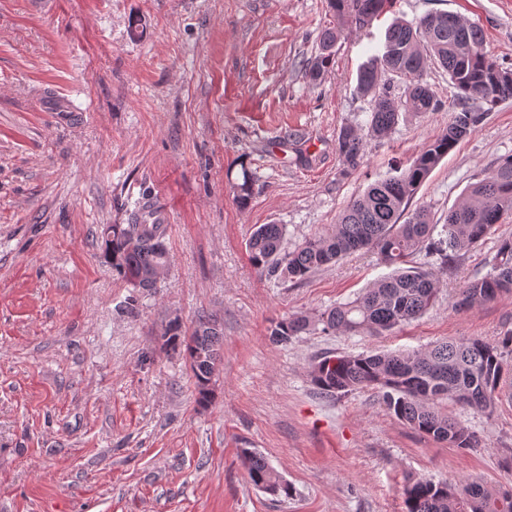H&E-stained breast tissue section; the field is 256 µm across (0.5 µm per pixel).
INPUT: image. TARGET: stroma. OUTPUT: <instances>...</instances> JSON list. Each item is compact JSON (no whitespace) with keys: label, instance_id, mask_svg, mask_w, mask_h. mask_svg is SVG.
Here are the masks:
<instances>
[{"label":"stroma","instance_id":"1","mask_svg":"<svg viewBox=\"0 0 512 512\" xmlns=\"http://www.w3.org/2000/svg\"><path fill=\"white\" fill-rule=\"evenodd\" d=\"M395 11L460 15L491 59L512 62V0H398ZM392 17L338 40L315 84L304 63L336 23L328 0H0V512H404L409 478L512 488V398L490 413L447 405L481 440L463 452L398 421L377 391L330 398L308 375L326 355L500 341L512 296L453 305L512 238V216L442 276L419 320L382 336H269L386 276L376 254L294 283L261 276L246 249L261 224L286 225L290 250L321 233L447 128L453 90L435 66L425 80L440 109L401 112L339 175L336 135L372 109L358 68ZM291 130L300 150L280 149ZM508 155L512 99L440 162L415 205L443 218ZM245 166L256 182L242 207L232 184ZM146 196L169 213L168 265L136 288L105 258L101 230L129 224ZM203 315L224 334L205 408L187 357L163 344L171 323L188 335ZM245 448L291 498L251 484Z\"/></svg>","mask_w":512,"mask_h":512}]
</instances>
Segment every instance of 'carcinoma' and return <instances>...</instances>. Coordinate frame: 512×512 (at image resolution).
Instances as JSON below:
<instances>
[{
    "mask_svg": "<svg viewBox=\"0 0 512 512\" xmlns=\"http://www.w3.org/2000/svg\"><path fill=\"white\" fill-rule=\"evenodd\" d=\"M396 0H329L336 27L326 29L319 52L304 64L313 82L324 78L332 62L333 48L345 34H358L393 11ZM448 73L457 90V107L448 127L431 140L411 164L395 175L377 178L352 200L325 232L306 239L291 251L284 250L286 227L260 224L247 241L252 265L262 274L283 281L303 280L316 270L361 250H375L382 263L394 271L366 288L354 299L330 307L319 315H292L274 323L273 342L286 344L322 325V331L351 335L381 336L419 319L434 303L440 275L459 256L494 232L502 216L512 212V156L501 158L487 176L467 187L461 199L448 210L444 224L434 222L429 207L411 208L423 181L441 160L472 134L495 106L512 98V66L490 60L484 50L482 29L457 14L431 12L416 23L397 20L385 31L380 51L370 55L359 69L357 90L373 99L368 133L346 124L336 137L342 168L348 177L363 162L365 135L384 138L392 133L401 108L431 112L440 100L423 81L431 65ZM403 79L404 98L392 94L382 81L388 73ZM478 100L486 109L474 110ZM236 184L238 203L246 205L253 186L252 172L241 166ZM162 224L112 225L106 240L114 268L124 279L141 276L142 288H151L153 270L167 262ZM423 251L438 257V267L415 266L413 257ZM512 294V240L500 243L490 270L466 284L455 309L463 311L477 303ZM203 332L182 336L179 327L166 332L165 344L182 346L195 379L197 401L211 400V379L221 357L222 333L214 321ZM313 385L329 397L344 396L359 389H375L398 420L414 430L469 452L479 447L478 437L443 411L442 404H455L490 412L500 393L512 388V332L501 342L479 338L448 340L423 350L340 354L325 356L310 370ZM246 467L254 486H264L277 496H293L291 485L261 453L244 448ZM405 512H512V489H495L478 479L454 484L417 479L402 490Z\"/></svg>",
    "mask_w": 512,
    "mask_h": 512,
    "instance_id": "obj_1",
    "label": "carcinoma"
}]
</instances>
